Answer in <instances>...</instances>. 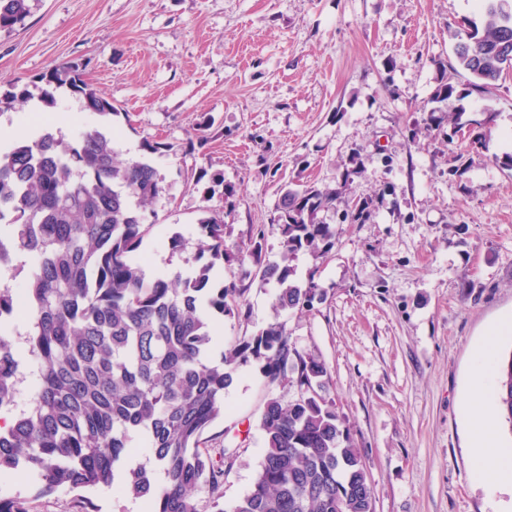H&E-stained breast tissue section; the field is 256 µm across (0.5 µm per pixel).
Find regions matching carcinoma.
Returning <instances> with one entry per match:
<instances>
[{
  "label": "carcinoma",
  "instance_id": "1",
  "mask_svg": "<svg viewBox=\"0 0 512 512\" xmlns=\"http://www.w3.org/2000/svg\"><path fill=\"white\" fill-rule=\"evenodd\" d=\"M480 22L455 31V64L463 88L441 86L436 98L486 96L512 69V0H480ZM29 0H0V29L24 23ZM66 89L85 110L114 113L62 63L39 77ZM148 160L122 161L104 127L74 144L51 131L16 139L0 151V270L25 273L24 330L0 326V413L17 406L18 385L30 379V403L0 429V474L23 470L39 493L107 488L145 501L147 512H373L367 467L332 402L323 395L327 368L301 352L274 321L224 347L210 361L213 322L240 316L246 289L212 285L224 249V206L203 207L197 266L189 275L147 274L134 257L151 225L145 208L162 192ZM344 205L353 224L372 218L369 203L350 209L341 193L313 186L287 190L272 219L281 259L266 260L259 230L249 258L255 276L275 281L278 311H301L324 300L313 278L296 276L300 251L322 258L335 229L319 211ZM271 386H295L285 404L267 397L258 415L264 454L251 489L230 505L222 488L233 458L202 450V435L224 414L233 374L251 360ZM493 397L512 431V352L495 366ZM147 462L132 464L137 448Z\"/></svg>",
  "mask_w": 512,
  "mask_h": 512
}]
</instances>
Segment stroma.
<instances>
[{
    "label": "stroma",
    "mask_w": 512,
    "mask_h": 512,
    "mask_svg": "<svg viewBox=\"0 0 512 512\" xmlns=\"http://www.w3.org/2000/svg\"><path fill=\"white\" fill-rule=\"evenodd\" d=\"M478 16L476 0H31L24 24L0 31V91L31 93L0 109V125L48 113L75 141L108 123L122 158L157 168L163 191L145 210L140 248L148 273L193 270L203 191L219 175L233 187L231 258L213 278L245 287L246 315L219 322L214 348L277 318L325 363L324 395L368 468L375 512H512V496H488L463 418L474 352L512 315V170L499 163L512 155V73L465 98L460 123L426 126L430 110H452L433 96L452 75L453 31ZM61 62L78 64L116 115L85 111L63 90L45 106L40 77ZM488 107L485 147L466 160L465 125ZM190 140L196 150L183 154ZM155 142L164 151L146 155ZM303 186L368 201L373 215L353 224L319 212L334 245L326 260L302 251L293 265L325 298L277 314L276 285L241 252L261 228L267 260L280 259L271 221L284 191ZM177 233L185 248L174 255ZM270 394L289 402L297 390L269 388L259 364L240 368L224 417L202 436L212 457L234 455L225 501L252 486ZM10 497L35 512L134 506L103 488L42 495L22 471L0 475V498Z\"/></svg>",
    "instance_id": "1"
}]
</instances>
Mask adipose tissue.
Wrapping results in <instances>:
<instances>
[{"label":"adipose tissue","instance_id":"adipose-tissue-1","mask_svg":"<svg viewBox=\"0 0 512 512\" xmlns=\"http://www.w3.org/2000/svg\"><path fill=\"white\" fill-rule=\"evenodd\" d=\"M512 330V317L503 319L489 330L479 346L473 361V384L478 391L464 406V415L471 427L470 452L478 472H490L488 487L497 492L512 489V462L501 454L497 443L489 406L479 397L493 382V364L496 357V338L501 332Z\"/></svg>","mask_w":512,"mask_h":512}]
</instances>
